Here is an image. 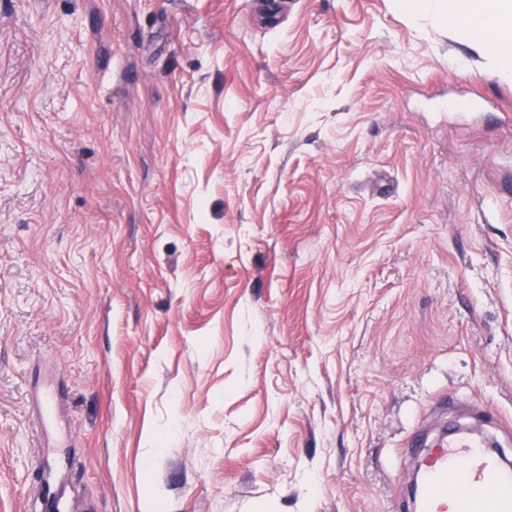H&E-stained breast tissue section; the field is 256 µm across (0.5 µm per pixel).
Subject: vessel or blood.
<instances>
[{
    "instance_id": "1",
    "label": "vessel or blood",
    "mask_w": 512,
    "mask_h": 512,
    "mask_svg": "<svg viewBox=\"0 0 512 512\" xmlns=\"http://www.w3.org/2000/svg\"><path fill=\"white\" fill-rule=\"evenodd\" d=\"M417 512H512V460L484 437L451 432L421 463Z\"/></svg>"
}]
</instances>
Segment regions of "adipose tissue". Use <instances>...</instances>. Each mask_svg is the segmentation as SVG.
Here are the masks:
<instances>
[{
  "label": "adipose tissue",
  "instance_id": "1",
  "mask_svg": "<svg viewBox=\"0 0 512 512\" xmlns=\"http://www.w3.org/2000/svg\"><path fill=\"white\" fill-rule=\"evenodd\" d=\"M402 10L415 17L435 15L446 27L466 26L470 44L488 59L491 73L500 79L512 78V0H403Z\"/></svg>",
  "mask_w": 512,
  "mask_h": 512
}]
</instances>
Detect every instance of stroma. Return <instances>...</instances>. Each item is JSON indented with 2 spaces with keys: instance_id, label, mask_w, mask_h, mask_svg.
<instances>
[{
  "instance_id": "stroma-1",
  "label": "stroma",
  "mask_w": 512,
  "mask_h": 512,
  "mask_svg": "<svg viewBox=\"0 0 512 512\" xmlns=\"http://www.w3.org/2000/svg\"><path fill=\"white\" fill-rule=\"evenodd\" d=\"M491 406L512 80L463 31L0 0V512H414L412 432Z\"/></svg>"
}]
</instances>
